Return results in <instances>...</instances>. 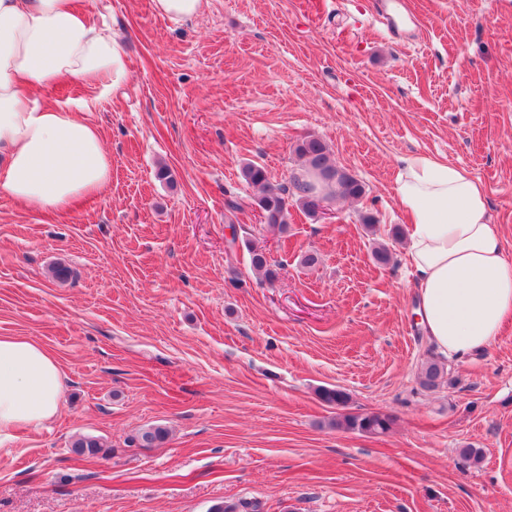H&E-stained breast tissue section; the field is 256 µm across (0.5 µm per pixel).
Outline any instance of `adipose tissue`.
Wrapping results in <instances>:
<instances>
[{
  "label": "adipose tissue",
  "instance_id": "adipose-tissue-1",
  "mask_svg": "<svg viewBox=\"0 0 512 512\" xmlns=\"http://www.w3.org/2000/svg\"><path fill=\"white\" fill-rule=\"evenodd\" d=\"M130 78L113 29L77 0H0V194L31 211L68 210L102 193L112 161L87 114L89 98L47 101L56 83L106 97ZM395 196L407 216L404 259L420 324L438 353L464 360L512 316V261L489 222L480 184L443 159L400 160ZM56 357L25 336H0V447L17 429H41L61 411Z\"/></svg>",
  "mask_w": 512,
  "mask_h": 512
}]
</instances>
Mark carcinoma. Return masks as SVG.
Wrapping results in <instances>:
<instances>
[{"label": "carcinoma", "mask_w": 512, "mask_h": 512, "mask_svg": "<svg viewBox=\"0 0 512 512\" xmlns=\"http://www.w3.org/2000/svg\"><path fill=\"white\" fill-rule=\"evenodd\" d=\"M294 153L301 161L299 172L291 177V187L273 183L268 170L257 163L249 162L241 169L243 180L258 189L257 205L263 212L265 223L282 227L288 223L289 206L293 205L310 216H317V202L330 205L335 198L358 199L364 194V186L354 175L341 172L330 160L328 146L318 137H307L294 146ZM250 264L253 271L271 281L276 276L273 265L264 252L249 248ZM422 388L432 390L444 382L452 381L445 364L432 356L422 362L418 373ZM320 399L336 407L347 405L349 397L338 388H321ZM338 429L359 431L379 435L390 430L391 417L381 414L338 413L334 420ZM168 436L166 428L151 427L140 434V441L146 445L163 442ZM72 452L76 455H96L103 444L94 436L80 435L72 441Z\"/></svg>", "instance_id": "carcinoma-1"}]
</instances>
